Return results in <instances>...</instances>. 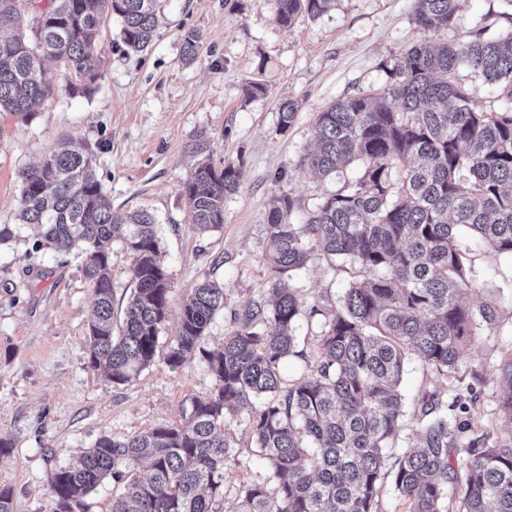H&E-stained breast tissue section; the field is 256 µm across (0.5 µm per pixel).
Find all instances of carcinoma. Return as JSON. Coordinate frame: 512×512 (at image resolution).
I'll return each instance as SVG.
<instances>
[{
    "label": "carcinoma",
    "mask_w": 512,
    "mask_h": 512,
    "mask_svg": "<svg viewBox=\"0 0 512 512\" xmlns=\"http://www.w3.org/2000/svg\"><path fill=\"white\" fill-rule=\"evenodd\" d=\"M155 2L52 0L35 43L23 34L0 38V112L28 121L32 107L53 96L47 59L75 79L73 90L88 92L101 67L95 47L105 15L120 20L123 44L138 53L156 30ZM274 2L275 23L286 29L301 14H324L335 0ZM456 9L457 0H415V22L437 32ZM20 17V0H0V23ZM381 68V87L318 113L317 146L303 159L309 171L339 180L357 164V178L326 196L304 224L288 221L287 197L269 212L271 300L235 317L220 350L205 340L224 310V287L205 280L183 303L167 364L177 370L198 356L215 379L213 390L191 401L185 427L103 436L77 464L57 469L56 512H86L85 498L108 478L120 490L112 512H224L226 427L238 415L268 475L242 483L231 512H380L386 479L405 512H448L450 487L457 512H512V435L478 428L474 387L460 388L455 376L472 337L499 318L487 303L462 301L473 289V270L457 230L512 256V107L481 109L475 90L455 73L466 68L512 99V34L413 45ZM187 152L195 163L183 196L193 223L217 229L241 170L216 166L202 134ZM94 154L90 144L78 151L63 142L22 170L19 221L43 227L40 247L84 257L95 296L89 358L122 385L154 362L169 280L154 217L112 210ZM122 226L134 287L117 317L107 242ZM310 239L356 274L330 314L318 305L302 309L285 280L308 263ZM305 315L322 316L323 327L307 373L287 383L283 362L305 356L295 336ZM410 357L443 376L454 395L443 413L434 396L422 395L418 442L394 452L403 415L399 386ZM502 374L499 411L512 425V356Z\"/></svg>",
    "instance_id": "cac0c4a2"
}]
</instances>
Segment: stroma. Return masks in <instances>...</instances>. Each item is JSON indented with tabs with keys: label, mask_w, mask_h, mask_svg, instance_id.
Returning a JSON list of instances; mask_svg holds the SVG:
<instances>
[{
	"label": "stroma",
	"mask_w": 512,
	"mask_h": 512,
	"mask_svg": "<svg viewBox=\"0 0 512 512\" xmlns=\"http://www.w3.org/2000/svg\"><path fill=\"white\" fill-rule=\"evenodd\" d=\"M157 12L153 40L139 53L126 51L116 18L105 21L96 43L100 76L91 93L68 92L61 67L50 60L53 98L36 105L28 121L0 114V224L15 227L14 239L0 245V489L10 490L13 512H55L50 485L59 467L73 464L100 436L181 426L192 399L212 391L214 378L199 359L177 370L166 363L182 304L203 280L223 284L224 309L207 337L209 348L218 349L235 313L268 300L273 200L289 197V220L302 224L341 186L300 166L315 145L319 112L340 97L380 87L386 79L381 62L410 45L512 32V0H459L451 25L436 33L418 27L414 0H336L327 13L299 16L287 29L274 22V0H157ZM190 30L200 36L191 63L183 54ZM253 81L264 93L247 96ZM289 99L299 109L283 133L280 106ZM199 133L208 137L214 162L242 170L237 190L224 200L223 226L207 232L193 224L182 196L191 168L186 145ZM63 137L76 148L95 145L96 172L113 210H144L158 224L170 283L166 321L153 364L123 385L91 366L94 293L81 259L34 250L39 227L16 221L20 171ZM458 243L473 259L475 290L468 301L493 302L501 317L475 337L457 375L474 386L479 427L503 437L508 430L497 405L504 392L501 360L512 350V258L493 255L464 234ZM353 278L350 266L316 246L290 284L307 309L337 300ZM321 322L318 316L299 320L298 353L283 363V379L305 372L303 355L312 352ZM400 389L405 405L396 447L402 450L416 441L419 396L434 393L444 407L450 394L415 358ZM227 437L234 453L224 469L229 508L240 484L264 480L268 469L242 417L232 420Z\"/></svg>",
	"instance_id": "stroma-1"
}]
</instances>
